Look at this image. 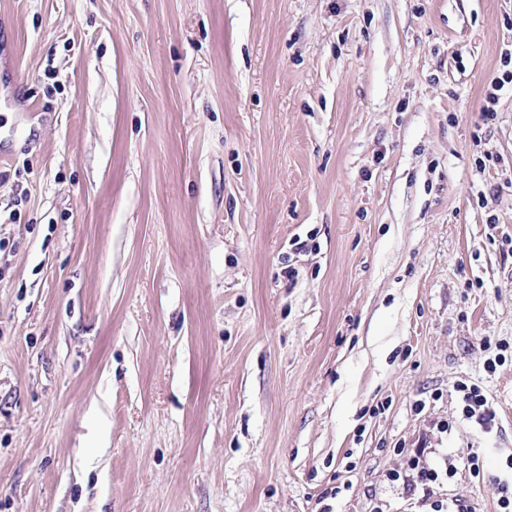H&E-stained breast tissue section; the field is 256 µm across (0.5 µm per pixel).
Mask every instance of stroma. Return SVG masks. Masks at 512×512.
Returning a JSON list of instances; mask_svg holds the SVG:
<instances>
[{
	"label": "stroma",
	"instance_id": "obj_1",
	"mask_svg": "<svg viewBox=\"0 0 512 512\" xmlns=\"http://www.w3.org/2000/svg\"><path fill=\"white\" fill-rule=\"evenodd\" d=\"M510 52L512 0H0V512H496ZM461 393V418L474 422L481 429H488L494 421L495 413L490 406L485 390L478 384H463L458 386Z\"/></svg>",
	"mask_w": 512,
	"mask_h": 512
}]
</instances>
